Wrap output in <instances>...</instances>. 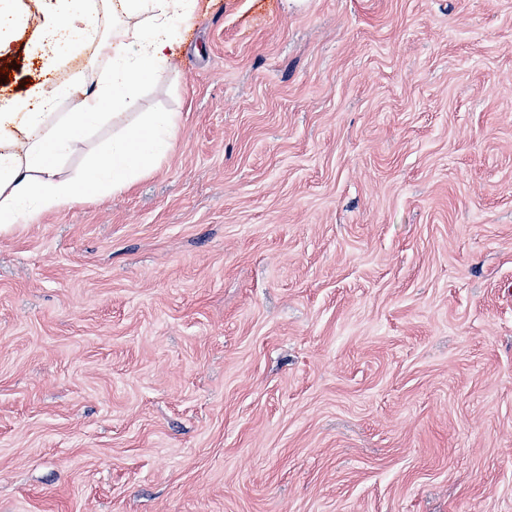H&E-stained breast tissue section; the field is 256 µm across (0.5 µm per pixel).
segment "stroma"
Returning <instances> with one entry per match:
<instances>
[{
	"label": "stroma",
	"mask_w": 512,
	"mask_h": 512,
	"mask_svg": "<svg viewBox=\"0 0 512 512\" xmlns=\"http://www.w3.org/2000/svg\"><path fill=\"white\" fill-rule=\"evenodd\" d=\"M140 95L0 225V512H512V0H202ZM176 132L175 117L155 113L141 124H127L117 137H112V154L103 164L112 170L113 190L129 184L130 171L137 168L141 158H148L170 149Z\"/></svg>",
	"instance_id": "35a3bbf8"
}]
</instances>
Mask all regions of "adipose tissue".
Listing matches in <instances>:
<instances>
[{"mask_svg": "<svg viewBox=\"0 0 512 512\" xmlns=\"http://www.w3.org/2000/svg\"><path fill=\"white\" fill-rule=\"evenodd\" d=\"M198 6L199 0H40L42 80L23 99L0 97V224H27L79 199L76 181L60 176V159L77 149L78 130L109 107L138 109V86L174 56ZM99 15L111 20V33L99 30ZM86 47L99 67L95 87L84 91L78 111L59 112L67 94L54 78L61 53ZM175 132L168 113L123 126L105 160L113 189L127 187L141 159L170 149Z\"/></svg>", "mask_w": 512, "mask_h": 512, "instance_id": "1", "label": "adipose tissue"}]
</instances>
